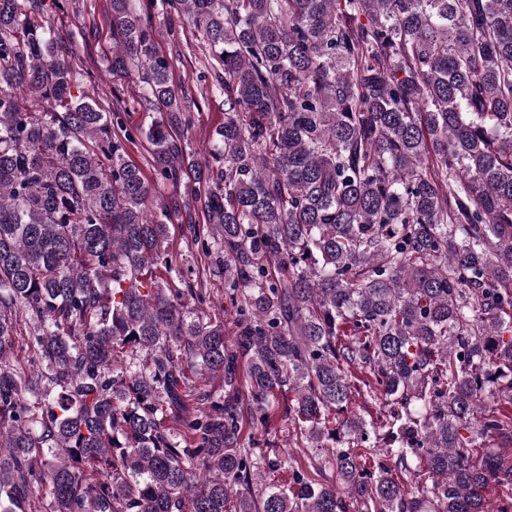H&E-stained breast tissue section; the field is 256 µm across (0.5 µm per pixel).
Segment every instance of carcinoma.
<instances>
[{"label": "carcinoma", "mask_w": 512, "mask_h": 512, "mask_svg": "<svg viewBox=\"0 0 512 512\" xmlns=\"http://www.w3.org/2000/svg\"><path fill=\"white\" fill-rule=\"evenodd\" d=\"M134 2L110 23L136 133L45 0H0V512H512V0H162L224 96L199 213L128 159L195 164ZM173 218L211 267L173 266ZM289 393L336 481L290 463L257 494L278 461L242 427ZM148 147V143L141 140V143L132 146L130 158L138 165L145 182L152 188L155 196L153 202L156 204L161 198L166 202L177 198L180 203L183 201L187 206L195 207L200 212V202L195 201L194 197L190 195V189L199 186L195 183L197 180H194L193 174L190 175V179L184 176L180 187L177 188H173L169 183L161 184L156 177ZM185 186H189V190L185 189ZM187 191L189 192L187 193ZM204 288H208L211 304L207 311L214 315L216 318L224 320L226 333L229 335L233 331V315L234 308L232 307L228 297L224 292V278L214 277L204 283ZM231 336V335H230Z\"/></svg>", "instance_id": "cac0c4a2"}]
</instances>
